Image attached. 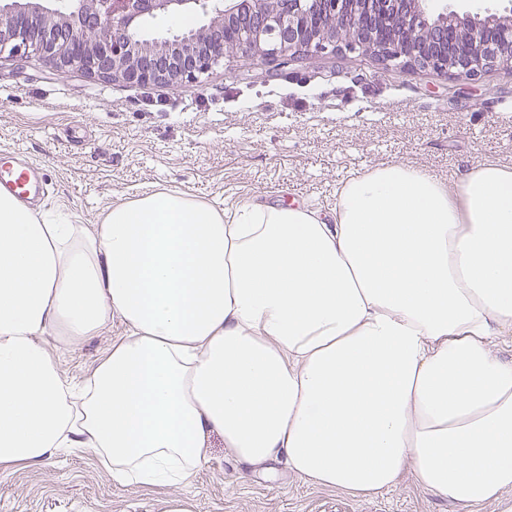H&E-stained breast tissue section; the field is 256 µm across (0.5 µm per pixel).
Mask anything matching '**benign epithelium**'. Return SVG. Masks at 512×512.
Returning <instances> with one entry per match:
<instances>
[{"label":"benign epithelium","instance_id":"7a95c632","mask_svg":"<svg viewBox=\"0 0 512 512\" xmlns=\"http://www.w3.org/2000/svg\"><path fill=\"white\" fill-rule=\"evenodd\" d=\"M427 0H0V57L76 67L92 77L128 84L197 81L234 47L265 75L302 55L343 48L408 71L474 79L492 68L512 70V6L443 10ZM193 11L197 28L163 39L137 26Z\"/></svg>","mask_w":512,"mask_h":512}]
</instances>
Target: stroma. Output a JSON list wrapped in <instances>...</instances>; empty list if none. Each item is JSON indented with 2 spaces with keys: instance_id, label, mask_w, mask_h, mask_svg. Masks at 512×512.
Returning a JSON list of instances; mask_svg holds the SVG:
<instances>
[{
  "instance_id": "35a3bbf8",
  "label": "stroma",
  "mask_w": 512,
  "mask_h": 512,
  "mask_svg": "<svg viewBox=\"0 0 512 512\" xmlns=\"http://www.w3.org/2000/svg\"><path fill=\"white\" fill-rule=\"evenodd\" d=\"M0 147L45 166L41 210L91 229L113 203L150 187L227 207L254 199L326 210L337 185L384 162L452 183L482 161L512 166V70L458 79L345 51L310 54L269 81L233 53L173 88L2 57ZM125 334L116 319L59 350L67 377L81 381ZM208 454L182 486L117 484L89 450L17 466L0 471V512H462L408 476L363 498L303 483L279 463L239 464L216 436Z\"/></svg>"
}]
</instances>
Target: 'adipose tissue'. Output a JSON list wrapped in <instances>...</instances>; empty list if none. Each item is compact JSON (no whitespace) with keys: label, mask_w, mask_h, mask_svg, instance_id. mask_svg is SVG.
<instances>
[{"label":"adipose tissue","mask_w":512,"mask_h":512,"mask_svg":"<svg viewBox=\"0 0 512 512\" xmlns=\"http://www.w3.org/2000/svg\"><path fill=\"white\" fill-rule=\"evenodd\" d=\"M126 334L82 385L50 340ZM512 167L401 163L329 215L179 190L96 229L0 192V468L89 449L114 482L238 463L376 496L403 475L463 506L512 491Z\"/></svg>","instance_id":"ef3b65f1"}]
</instances>
